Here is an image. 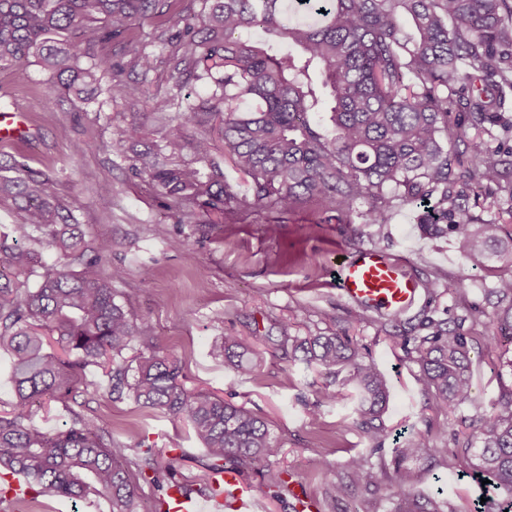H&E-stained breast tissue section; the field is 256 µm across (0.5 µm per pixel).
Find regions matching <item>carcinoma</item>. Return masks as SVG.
<instances>
[{
  "label": "carcinoma",
  "mask_w": 512,
  "mask_h": 512,
  "mask_svg": "<svg viewBox=\"0 0 512 512\" xmlns=\"http://www.w3.org/2000/svg\"><path fill=\"white\" fill-rule=\"evenodd\" d=\"M201 9L169 14L167 41L175 47L174 69L211 84L212 92L189 105L178 119L211 127L216 136L173 135L157 150L137 153V171L149 185L181 207L224 213L238 202L224 182L213 153L251 177L253 205L289 210L316 198L336 213V223H389L396 206L421 209L420 224L434 237H451L459 255L475 266L490 259L507 270L487 294L496 298L501 335L486 333L474 346L471 330L486 311L471 306L453 319L423 311L425 336L400 337L418 366L427 404L464 409L474 403L473 359L512 343V236L501 225L474 216L467 191L512 201V0H200ZM171 0H0V61L23 67L37 59L68 93L79 97L96 85L111 102L132 103L143 84L122 78L108 46L121 43L128 65L147 77L157 56L140 39L126 36L129 21L162 14ZM291 12L297 19H285ZM262 30L281 38L286 52L272 55L252 37ZM250 103L247 109L241 104ZM480 138H469L468 130ZM498 141L488 147L483 136ZM194 156L172 167L159 154ZM204 162V174L197 164ZM0 178V207L21 201L11 236L0 234V349L11 359L14 399L0 412V483L22 475L32 498L72 502L103 497L111 512H148L136 494L134 475L151 483L175 471L177 458L157 448L115 447L107 421L75 415L68 428L43 430L32 423L33 406L46 401L93 397L99 382L83 373L104 371L109 393L128 391L141 408L161 411L187 424L204 446L215 472L262 464L282 454V445L262 418L206 390H189L181 366L156 350L152 327L134 322L116 301L112 282L124 271L103 265L112 240L88 247L53 223L60 204L23 164ZM367 204L360 213L357 205ZM37 243L58 256L49 267ZM271 353L328 376L348 370L342 384L356 391L355 416L346 425L369 444L353 454L343 476L326 473L325 501L350 498L354 488L377 485L371 458L389 437L383 421L387 383L367 360L364 344L343 333L301 339L280 326ZM140 345L149 354L127 359ZM240 376L259 377L251 340L226 336L216 347ZM317 407L345 394L326 383ZM463 453L498 489L512 494V387L500 391L491 409L474 419ZM452 467L448 449L419 431L392 449L381 472L391 512H457L451 502L412 492L417 462ZM137 473H132L131 466ZM285 471L267 473L278 498Z\"/></svg>",
  "instance_id": "1"
}]
</instances>
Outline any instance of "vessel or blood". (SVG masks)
I'll return each instance as SVG.
<instances>
[{"label":"vessel or blood","mask_w":512,"mask_h":512,"mask_svg":"<svg viewBox=\"0 0 512 512\" xmlns=\"http://www.w3.org/2000/svg\"><path fill=\"white\" fill-rule=\"evenodd\" d=\"M25 112L0 109V141L9 143L34 138ZM338 290L356 305L388 314L410 311L420 300L417 283L407 275L403 261L366 248L342 263L336 272ZM30 494L28 482L12 478L0 495V512ZM165 512H259L260 503L244 486L241 475L225 469L213 484L211 494L191 498L169 489L163 502Z\"/></svg>","instance_id":"b4317fda"}]
</instances>
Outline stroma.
I'll use <instances>...</instances> for the list:
<instances>
[{
  "label": "stroma",
  "mask_w": 512,
  "mask_h": 512,
  "mask_svg": "<svg viewBox=\"0 0 512 512\" xmlns=\"http://www.w3.org/2000/svg\"><path fill=\"white\" fill-rule=\"evenodd\" d=\"M164 27L160 16L131 23L130 35L148 42L158 57L144 83V95L132 106L108 104L101 95L76 99L33 63L20 71L1 68L0 107L23 110L36 137L0 144V166L19 161L42 173L49 179V194L72 213L86 243L111 239L109 264L125 270L124 277L113 283L117 299L134 320L151 324L157 347L179 359L185 387L213 391L269 423L283 444V455L266 465L241 468L245 483L261 496L263 512H295L289 493L275 498L268 492L267 468L288 470L321 503L325 471H342L349 455L368 448L366 439L342 426L351 412L350 402L323 409L319 419H311L315 393L326 376L267 352V337L279 336L286 320L293 336L345 330L367 346L369 359L389 390L383 415L391 431L386 448H394L401 433L418 430L457 455L456 468L424 473L415 494H440L462 512L479 498L494 503L505 499V491L483 488L480 479L467 475L468 462L458 452L470 433L469 421L489 410L501 388L512 386V369L497 366L499 360L512 359V347L475 360L474 406L448 412L428 408L418 367L392 340L393 322L373 316L357 322V305L343 299L334 284L337 264L363 247L404 256L406 269L418 284L436 277L446 284H463V295L421 298L419 306L404 316L414 326L425 306L443 318L463 314L467 302L491 308L486 290L497 281L496 266L466 265L452 239L424 235L417 211L406 207L395 208L385 228L362 224L353 233L314 200L287 211L247 204L251 179L229 162L224 178L241 197L239 207L220 220L198 207L175 208L136 172L135 155L162 144L173 132L189 138L199 133L192 126L157 125L152 115L155 99H170L176 113L187 99L207 96L210 87L168 64L172 46L155 40ZM49 98L54 101L50 107L45 104ZM132 123L142 127L139 143L117 146L120 130ZM105 185L112 189L107 201L99 192ZM270 224L278 225L276 235L267 233ZM227 335L246 337L262 352L258 380L239 377L215 356V345ZM74 411L109 420L120 447L171 451L178 458L177 478L203 474L210 463L187 425L140 408L126 394L81 396L70 408L54 401L39 409L33 422L57 431Z\"/></svg>",
  "instance_id": "35a3bbf8"
}]
</instances>
